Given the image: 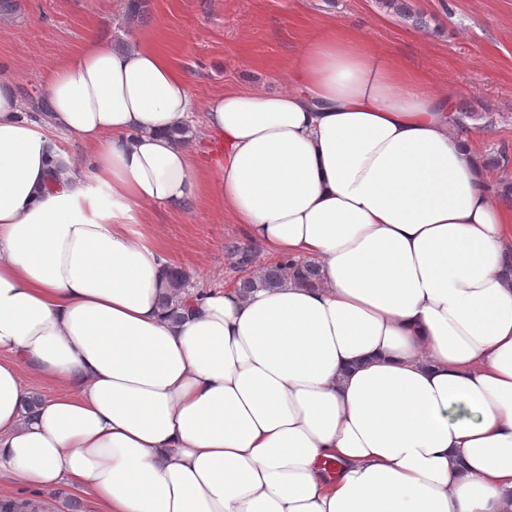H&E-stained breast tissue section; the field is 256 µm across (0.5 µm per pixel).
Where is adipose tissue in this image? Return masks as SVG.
Masks as SVG:
<instances>
[{"label":"adipose tissue","mask_w":512,"mask_h":512,"mask_svg":"<svg viewBox=\"0 0 512 512\" xmlns=\"http://www.w3.org/2000/svg\"><path fill=\"white\" fill-rule=\"evenodd\" d=\"M292 82L209 102L213 182L147 42L53 67L44 125L0 77V482L96 512H512V203L452 94L360 35L317 34ZM210 184L321 286L170 320L172 262L139 226ZM25 369L62 387L32 415Z\"/></svg>","instance_id":"ef3b65f1"}]
</instances>
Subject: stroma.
<instances>
[{"label": "stroma", "mask_w": 512, "mask_h": 512, "mask_svg": "<svg viewBox=\"0 0 512 512\" xmlns=\"http://www.w3.org/2000/svg\"><path fill=\"white\" fill-rule=\"evenodd\" d=\"M427 25L417 28L381 0H0V77L9 78L26 116L43 123L44 73L90 38L125 46L148 40L184 78L197 112L198 147L208 144L207 104L234 87L286 89V65L322 27L349 28L393 54L437 91L454 90L455 105L474 112L468 135L477 154L512 149V0H416ZM149 229L195 290L232 287L238 272L228 241L249 243L244 225L225 214L213 189L182 211L156 208ZM62 486L38 497L0 485V501L17 512H71Z\"/></svg>", "instance_id": "35a3bbf8"}]
</instances>
